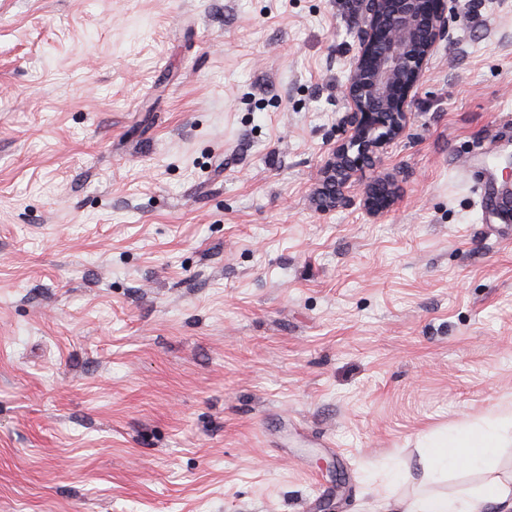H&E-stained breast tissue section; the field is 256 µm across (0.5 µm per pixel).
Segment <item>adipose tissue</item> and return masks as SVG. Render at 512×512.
I'll return each instance as SVG.
<instances>
[{
	"label": "adipose tissue",
	"instance_id": "adipose-tissue-1",
	"mask_svg": "<svg viewBox=\"0 0 512 512\" xmlns=\"http://www.w3.org/2000/svg\"><path fill=\"white\" fill-rule=\"evenodd\" d=\"M511 436L512 418L506 416L485 425L466 423L446 431L423 443L427 471L434 475L452 468H482ZM508 500L511 498L497 486L488 485L465 499L445 494L419 495L409 512H479L482 505L494 502L503 506Z\"/></svg>",
	"mask_w": 512,
	"mask_h": 512
}]
</instances>
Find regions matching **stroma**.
<instances>
[{
    "label": "stroma",
    "mask_w": 512,
    "mask_h": 512,
    "mask_svg": "<svg viewBox=\"0 0 512 512\" xmlns=\"http://www.w3.org/2000/svg\"><path fill=\"white\" fill-rule=\"evenodd\" d=\"M457 5L326 209L360 0H0V512L512 489L511 442L437 480L419 448L512 413V0ZM472 174L480 181L474 182L478 196L490 197L492 193L499 192L494 171L489 167L485 159H480ZM362 204L372 218H379L395 203L394 183L389 177H377L367 182L362 191Z\"/></svg>",
    "instance_id": "stroma-1"
}]
</instances>
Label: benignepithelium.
Listing matches in <instances>:
<instances>
[{
	"mask_svg": "<svg viewBox=\"0 0 512 512\" xmlns=\"http://www.w3.org/2000/svg\"><path fill=\"white\" fill-rule=\"evenodd\" d=\"M360 47L345 87L351 111L345 136L332 148L320 173L325 206L339 201L336 190L374 165L406 131L409 106L437 44L449 32L448 0H361ZM395 203L388 177L367 182L362 204L379 218Z\"/></svg>",
	"mask_w": 512,
	"mask_h": 512,
	"instance_id": "7a95c632",
	"label": "benign epithelium"
}]
</instances>
